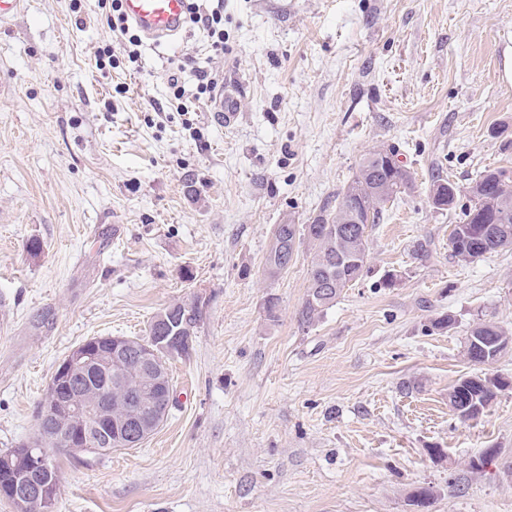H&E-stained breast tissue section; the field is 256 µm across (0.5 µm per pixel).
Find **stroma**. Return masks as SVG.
<instances>
[{
	"instance_id": "35a3bbf8",
	"label": "stroma",
	"mask_w": 512,
	"mask_h": 512,
	"mask_svg": "<svg viewBox=\"0 0 512 512\" xmlns=\"http://www.w3.org/2000/svg\"><path fill=\"white\" fill-rule=\"evenodd\" d=\"M139 52L103 0L0 20V453L35 435L74 346L197 297L167 418L135 448L55 455L54 512H512V351L465 354L478 320L512 331V250L461 264L456 212L429 199L440 174L465 208L478 172L512 170V0H224L223 53L190 26ZM187 53L237 89L233 126L211 98L190 128L171 107ZM379 146L412 188L369 226L367 276L302 326L313 252L269 275L273 229L332 209ZM478 375L511 385L460 421L448 393Z\"/></svg>"
}]
</instances>
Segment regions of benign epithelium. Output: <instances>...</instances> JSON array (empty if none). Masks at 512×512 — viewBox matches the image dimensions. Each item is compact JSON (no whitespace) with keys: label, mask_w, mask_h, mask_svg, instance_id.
Masks as SVG:
<instances>
[{"label":"benign epithelium","mask_w":512,"mask_h":512,"mask_svg":"<svg viewBox=\"0 0 512 512\" xmlns=\"http://www.w3.org/2000/svg\"><path fill=\"white\" fill-rule=\"evenodd\" d=\"M192 339L174 334L157 336L139 347L133 339H112L111 357L97 352L93 345L85 343L73 348L58 365L52 380V396L44 407L46 417L63 418L78 422L80 430L70 434L50 435L44 430L24 442L27 451L20 459L21 470L14 474L13 481L0 488V497L20 508L31 505L37 512H51L56 489L51 482L40 480V475L53 470L54 462L48 444L65 446L87 455L107 448H134L147 440L164 421L171 403V390L166 378L161 376L159 358L186 357L191 353ZM138 350L141 373L150 377L162 388L149 403L145 413L141 405L125 403V414H114L112 399L82 391L80 380L110 364H120L127 349Z\"/></svg>","instance_id":"benign-epithelium-1"}]
</instances>
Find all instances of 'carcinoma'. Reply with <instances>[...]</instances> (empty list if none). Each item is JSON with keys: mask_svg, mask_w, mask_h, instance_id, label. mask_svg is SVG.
Instances as JSON below:
<instances>
[{"mask_svg": "<svg viewBox=\"0 0 512 512\" xmlns=\"http://www.w3.org/2000/svg\"><path fill=\"white\" fill-rule=\"evenodd\" d=\"M411 177L398 167L389 168L383 158L369 152L362 159L352 180L336 195V206L316 216L310 224H285L273 234L265 257L269 273L280 274L288 269L297 247L308 242L314 256L309 272L307 299L300 311V321L312 325L333 306L342 290L361 280L368 273L367 235L370 224L378 223L385 205L410 189ZM453 256H466L477 248L481 255L512 250V192L498 186L470 187L469 205L450 234ZM190 309L174 310L178 326L195 330L202 320L200 300L188 302ZM512 332L491 321H480L466 337L468 359L488 364L507 351ZM129 382L145 392H155L154 383L140 375L136 355L128 354L120 363ZM505 385L494 386L490 392L469 379L457 382L448 392V405L457 416L464 401L487 411L496 393Z\"/></svg>", "mask_w": 512, "mask_h": 512, "instance_id": "cac0c4a2", "label": "carcinoma"}]
</instances>
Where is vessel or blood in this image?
Segmentation results:
<instances>
[{
    "mask_svg": "<svg viewBox=\"0 0 512 512\" xmlns=\"http://www.w3.org/2000/svg\"><path fill=\"white\" fill-rule=\"evenodd\" d=\"M123 7L126 17L154 42L174 38L184 28L186 0H123Z\"/></svg>",
    "mask_w": 512,
    "mask_h": 512,
    "instance_id": "vessel-or-blood-1",
    "label": "vessel or blood"
}]
</instances>
